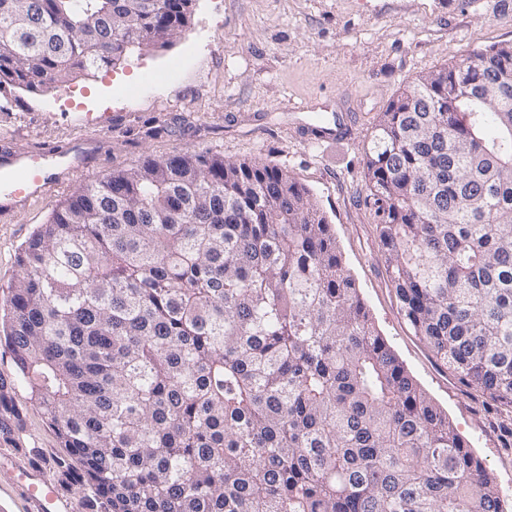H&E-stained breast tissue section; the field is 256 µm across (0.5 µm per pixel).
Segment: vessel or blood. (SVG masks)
Returning a JSON list of instances; mask_svg holds the SVG:
<instances>
[{"label": "vessel or blood", "mask_w": 512, "mask_h": 512, "mask_svg": "<svg viewBox=\"0 0 512 512\" xmlns=\"http://www.w3.org/2000/svg\"><path fill=\"white\" fill-rule=\"evenodd\" d=\"M306 135L316 140L344 141L351 134L347 113H337L334 122L313 123ZM83 142L75 141L53 153L34 155L9 148L0 150V216L9 214L20 202L39 198L60 182L62 175L80 171L86 161ZM4 494L24 499L27 512H75L73 502L61 496L47 479L43 469L28 465L13 473Z\"/></svg>", "instance_id": "b4317fda"}]
</instances>
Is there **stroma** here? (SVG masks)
I'll return each instance as SVG.
<instances>
[{"label":"stroma","instance_id":"35a3bbf8","mask_svg":"<svg viewBox=\"0 0 512 512\" xmlns=\"http://www.w3.org/2000/svg\"><path fill=\"white\" fill-rule=\"evenodd\" d=\"M512 41V0H194L189 28L168 46L133 49L116 66L38 93L6 89L0 145L19 151L96 140V160L43 197L0 219V304L16 280L17 256L81 185L145 156L176 151L256 159L288 169L312 192L336 235L345 266L376 328L405 369L447 414L493 475L512 512V417L465 386L413 335L400 311L364 204L365 149L389 102L466 47ZM353 113V135L330 146L302 131L311 113ZM8 377L0 419L7 460L41 465L76 512H87L78 474L63 476L54 431L18 387L0 333V377Z\"/></svg>","mask_w":512,"mask_h":512}]
</instances>
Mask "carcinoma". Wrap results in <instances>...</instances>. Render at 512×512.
<instances>
[{"instance_id":"obj_1","label":"carcinoma","mask_w":512,"mask_h":512,"mask_svg":"<svg viewBox=\"0 0 512 512\" xmlns=\"http://www.w3.org/2000/svg\"><path fill=\"white\" fill-rule=\"evenodd\" d=\"M193 0H0V91L163 47ZM367 195L416 336L512 412V42L382 112ZM3 327L90 512H504L285 168L177 151L77 188Z\"/></svg>"}]
</instances>
